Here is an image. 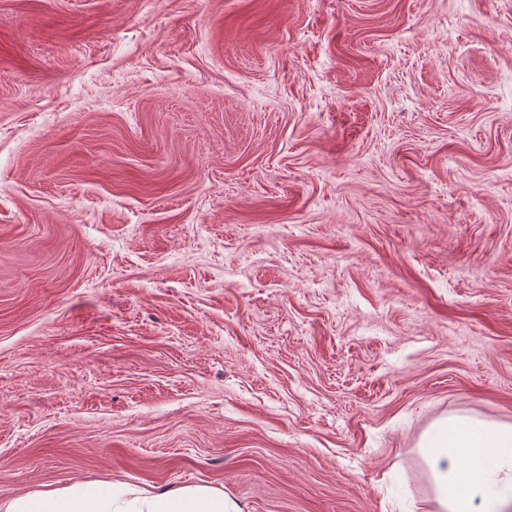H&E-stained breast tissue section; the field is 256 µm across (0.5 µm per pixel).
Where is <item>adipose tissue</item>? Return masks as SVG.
<instances>
[{
  "label": "adipose tissue",
  "mask_w": 512,
  "mask_h": 512,
  "mask_svg": "<svg viewBox=\"0 0 512 512\" xmlns=\"http://www.w3.org/2000/svg\"><path fill=\"white\" fill-rule=\"evenodd\" d=\"M420 446L434 484L435 512H507L512 507V425L466 416L439 419ZM4 512H242L224 491L187 485L158 492L120 481L28 491Z\"/></svg>",
  "instance_id": "1"
}]
</instances>
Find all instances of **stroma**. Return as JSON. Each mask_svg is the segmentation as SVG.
I'll list each match as a JSON object with an SVG mask.
<instances>
[{"label":"stroma","mask_w":512,"mask_h":512,"mask_svg":"<svg viewBox=\"0 0 512 512\" xmlns=\"http://www.w3.org/2000/svg\"><path fill=\"white\" fill-rule=\"evenodd\" d=\"M451 415L512 423V0H0V505L433 512ZM4 512H242L224 491L187 485L157 492L121 481L88 482L28 491L11 498Z\"/></svg>","instance_id":"35a3bbf8"}]
</instances>
